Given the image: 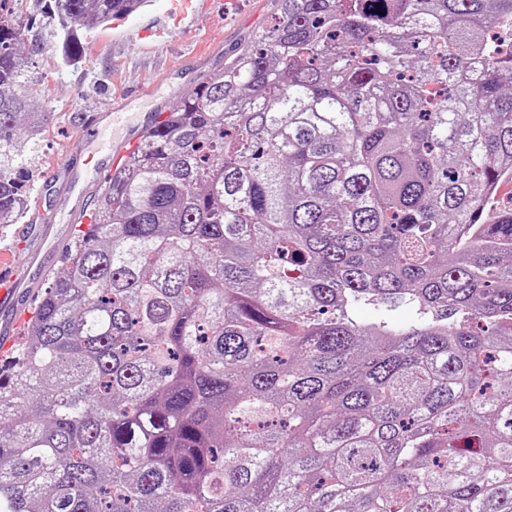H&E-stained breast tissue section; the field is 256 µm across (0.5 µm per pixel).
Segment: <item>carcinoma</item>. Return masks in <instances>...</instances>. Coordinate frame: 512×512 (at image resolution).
<instances>
[{
  "label": "carcinoma",
  "instance_id": "carcinoma-1",
  "mask_svg": "<svg viewBox=\"0 0 512 512\" xmlns=\"http://www.w3.org/2000/svg\"><path fill=\"white\" fill-rule=\"evenodd\" d=\"M52 2L70 61L146 6ZM276 2L0 358V512H512V0ZM20 43L0 17L1 225L48 120Z\"/></svg>",
  "mask_w": 512,
  "mask_h": 512
}]
</instances>
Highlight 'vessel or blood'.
Here are the masks:
<instances>
[{
    "label": "vessel or blood",
    "mask_w": 512,
    "mask_h": 512,
    "mask_svg": "<svg viewBox=\"0 0 512 512\" xmlns=\"http://www.w3.org/2000/svg\"><path fill=\"white\" fill-rule=\"evenodd\" d=\"M85 128L99 140L103 154H124L127 138L113 136L99 116L88 117ZM64 239L61 225L25 224L16 230L11 250L0 254V340L4 343L12 341L15 318L28 300V289L47 275L50 257Z\"/></svg>",
    "instance_id": "b4317fda"
}]
</instances>
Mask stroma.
I'll list each match as a JSON object with an SVG mask.
<instances>
[{
  "mask_svg": "<svg viewBox=\"0 0 512 512\" xmlns=\"http://www.w3.org/2000/svg\"><path fill=\"white\" fill-rule=\"evenodd\" d=\"M50 0H9L10 19L23 34L19 47L36 110L50 120L39 142H24L22 155L35 189L43 190L45 221L67 224L76 236L80 222L70 221V194L55 174L61 156L81 163L98 155L94 138L83 135L91 114H159L175 106L206 73L223 68L246 49L256 33L270 27L275 0H207L179 24H168L167 44L137 39L148 23L165 22L171 0L148 6L121 23L84 31L82 60L64 61L62 32L49 9Z\"/></svg>",
  "mask_w": 512,
  "mask_h": 512,
  "instance_id": "obj_1",
  "label": "stroma"
}]
</instances>
